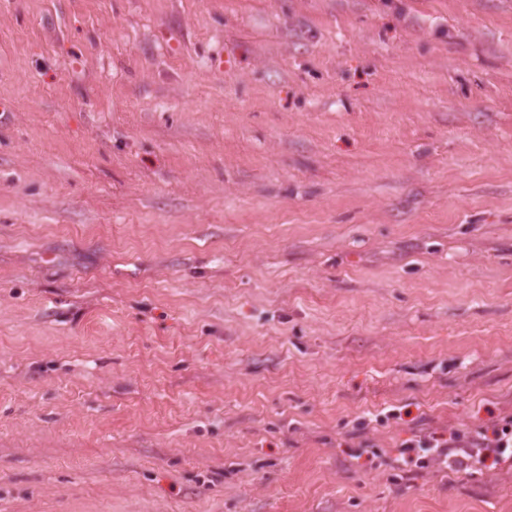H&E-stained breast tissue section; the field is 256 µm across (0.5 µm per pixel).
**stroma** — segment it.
<instances>
[{"instance_id":"1","label":"stroma","mask_w":512,"mask_h":512,"mask_svg":"<svg viewBox=\"0 0 512 512\" xmlns=\"http://www.w3.org/2000/svg\"><path fill=\"white\" fill-rule=\"evenodd\" d=\"M493 416L512 0H0V512H512L394 463Z\"/></svg>"}]
</instances>
